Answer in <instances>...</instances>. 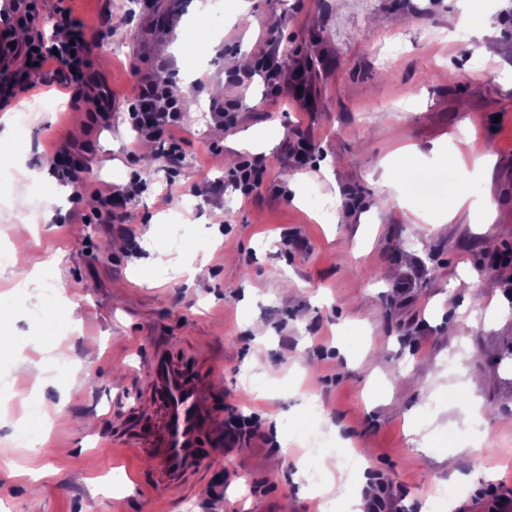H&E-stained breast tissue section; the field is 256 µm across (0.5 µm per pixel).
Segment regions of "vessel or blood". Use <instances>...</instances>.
<instances>
[{
	"label": "vessel or blood",
	"mask_w": 512,
	"mask_h": 512,
	"mask_svg": "<svg viewBox=\"0 0 512 512\" xmlns=\"http://www.w3.org/2000/svg\"><path fill=\"white\" fill-rule=\"evenodd\" d=\"M147 368L161 417L141 444L154 462L150 485L164 489L205 472L223 416L209 383L193 376L168 354H155Z\"/></svg>",
	"instance_id": "vessel-or-blood-1"
}]
</instances>
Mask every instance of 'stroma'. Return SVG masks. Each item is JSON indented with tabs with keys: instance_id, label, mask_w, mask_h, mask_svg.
I'll return each mask as SVG.
<instances>
[{
	"instance_id": "obj_1",
	"label": "stroma",
	"mask_w": 512,
	"mask_h": 512,
	"mask_svg": "<svg viewBox=\"0 0 512 512\" xmlns=\"http://www.w3.org/2000/svg\"><path fill=\"white\" fill-rule=\"evenodd\" d=\"M58 2L94 43L89 89L41 85L0 102L11 128L0 241L28 242L22 266L0 262V507L30 512L36 483L39 512H314L295 481L308 430L328 439L326 478L330 449L352 441L371 464L350 471L352 485L384 482L402 512H487L512 495V361L501 357L512 343V0H248L249 36L230 0H156L148 12L138 0H37L45 32ZM463 10L496 54L449 29ZM200 22L206 40L181 44L195 58L187 74L171 35ZM392 42L401 51L389 56ZM265 56L287 92L254 74ZM146 76L189 99L167 204L166 171L141 163L125 123ZM216 81L239 111L219 138ZM452 136L479 140L490 175L442 172ZM64 143L87 167L81 183L51 172ZM403 146L420 152L408 173ZM245 153L265 167L247 197L231 181ZM116 167L148 189L108 224L98 192ZM459 192L491 198L496 223H437L436 206ZM48 308L56 327L38 317ZM160 350L207 377L224 413L260 416L237 447L212 449L202 476L167 490L143 485L153 462L135 444L157 414L146 361ZM258 352L270 369L252 366ZM63 358L74 365L60 378ZM461 378L469 387L449 397ZM412 424L430 432L427 448L410 443Z\"/></svg>"
}]
</instances>
